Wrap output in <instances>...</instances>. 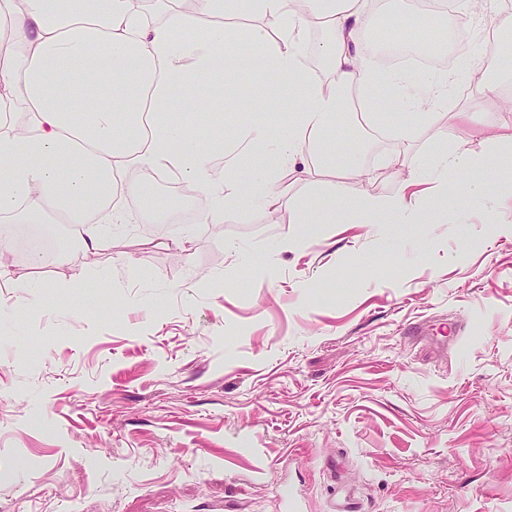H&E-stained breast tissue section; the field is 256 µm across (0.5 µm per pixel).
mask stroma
Wrapping results in <instances>:
<instances>
[{
    "label": "stroma",
    "instance_id": "35a3bbf8",
    "mask_svg": "<svg viewBox=\"0 0 512 512\" xmlns=\"http://www.w3.org/2000/svg\"><path fill=\"white\" fill-rule=\"evenodd\" d=\"M473 82L459 76L454 102L512 156L506 114ZM398 123L410 139H374ZM336 124L379 196L397 183L383 148L425 168L460 134L444 112ZM326 184L293 185L274 218L104 223L92 261L31 258L0 278V512H280L286 480L303 512L349 487L360 512H512V225L464 185L461 223H296L330 207ZM299 234L307 248L279 249Z\"/></svg>",
    "mask_w": 512,
    "mask_h": 512
}]
</instances>
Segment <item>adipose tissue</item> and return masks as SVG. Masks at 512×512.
Wrapping results in <instances>:
<instances>
[{"mask_svg": "<svg viewBox=\"0 0 512 512\" xmlns=\"http://www.w3.org/2000/svg\"><path fill=\"white\" fill-rule=\"evenodd\" d=\"M24 2L0 0V112L11 114L0 123V220L69 225L85 255L106 244L90 219L93 203H104L108 223H128L123 197H151L161 174L181 175L205 197L196 223L220 224L258 206L278 212L283 180L323 173L336 177L344 209L370 234L379 224L431 222L436 212L419 184L447 199L449 182L475 161L481 116L462 107L455 115L469 132L436 147L431 177L390 153L386 169L402 173L392 195L358 194L340 181L363 167L338 146L337 89L360 92L369 106L391 89L403 109L430 113L447 111L455 90L450 72L421 83L369 63L375 0H197L191 14L181 0H161L163 17L153 22L135 0ZM315 29L323 40L312 39ZM313 58L323 69L310 67ZM194 99L211 105V142L171 118L177 101ZM275 105L287 112L278 125L269 117ZM227 109L257 119L228 130ZM133 219L173 224L178 211L157 204Z\"/></svg>", "mask_w": 512, "mask_h": 512, "instance_id": "adipose-tissue-1", "label": "adipose tissue"}]
</instances>
